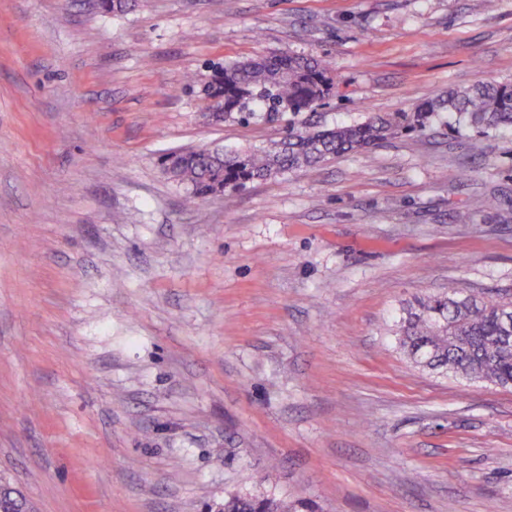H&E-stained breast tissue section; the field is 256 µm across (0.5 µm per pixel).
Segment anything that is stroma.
Returning a JSON list of instances; mask_svg holds the SVG:
<instances>
[{"label": "stroma", "mask_w": 512, "mask_h": 512, "mask_svg": "<svg viewBox=\"0 0 512 512\" xmlns=\"http://www.w3.org/2000/svg\"><path fill=\"white\" fill-rule=\"evenodd\" d=\"M322 56L332 126L512 83V0H0V474L36 512H512V388L418 368L415 296L512 299V134L436 122L188 202L215 66ZM484 151L470 156L471 140ZM217 504L223 512H291L287 501L265 495L231 494Z\"/></svg>", "instance_id": "35a3bbf8"}]
</instances>
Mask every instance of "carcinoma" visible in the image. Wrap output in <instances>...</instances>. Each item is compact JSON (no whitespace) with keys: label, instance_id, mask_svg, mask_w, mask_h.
Here are the masks:
<instances>
[{"label":"carcinoma","instance_id":"carcinoma-1","mask_svg":"<svg viewBox=\"0 0 512 512\" xmlns=\"http://www.w3.org/2000/svg\"><path fill=\"white\" fill-rule=\"evenodd\" d=\"M135 0H98L106 13H124ZM335 92L329 64L317 55L280 52L217 68L205 85L210 122H247L257 106L273 119L284 113L301 120L270 144L242 152L222 148L189 149L169 155L165 172L188 190L189 201L236 191L281 172L315 166L339 155L374 146L400 132L422 134L442 112L477 130L512 131V84L480 83L438 93L413 112L368 114L358 124L318 126L305 118ZM512 322V300L497 295L456 297L426 295L398 321L397 343L410 357L424 350L422 368L466 380L512 387V343L501 347L504 321ZM0 476V512H26L27 503ZM224 512H291L287 501L254 494H231L220 502Z\"/></svg>","mask_w":512,"mask_h":512}]
</instances>
